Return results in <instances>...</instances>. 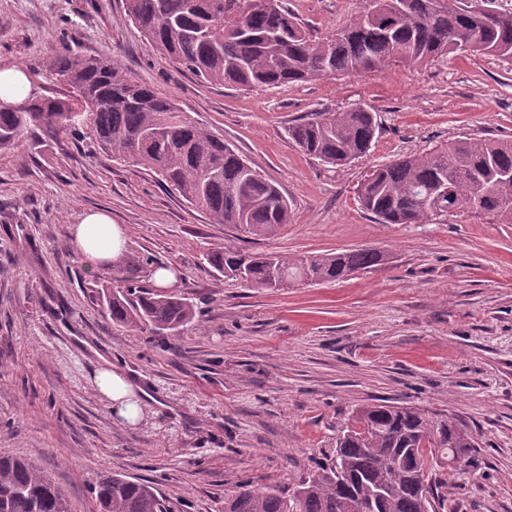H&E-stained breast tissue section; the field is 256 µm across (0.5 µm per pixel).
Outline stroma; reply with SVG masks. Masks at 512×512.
Segmentation results:
<instances>
[{
	"label": "stroma",
	"instance_id": "stroma-1",
	"mask_svg": "<svg viewBox=\"0 0 512 512\" xmlns=\"http://www.w3.org/2000/svg\"><path fill=\"white\" fill-rule=\"evenodd\" d=\"M316 37L368 0H283ZM121 67L224 138L293 205L269 237L213 223L155 174L108 159L88 138L41 137L0 152V454L23 457L99 512L96 478L152 482L168 512H224L238 481L291 488L336 446L358 407L382 401L454 418L474 438L467 472L444 469V512H512V224L437 214L382 224L365 175L461 138L512 139V66L455 52L420 65L244 91L199 81L153 49L124 0H0V69L60 97L47 63L61 44ZM372 108L367 156L323 165L287 128L318 112ZM92 211L125 251L176 267L197 304L180 335L112 324L69 228ZM231 244L290 257L372 247L385 264L345 280L252 288L212 269ZM147 394L115 420L94 386L103 363Z\"/></svg>",
	"mask_w": 512,
	"mask_h": 512
}]
</instances>
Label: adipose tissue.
<instances>
[{"label": "adipose tissue", "mask_w": 512, "mask_h": 512, "mask_svg": "<svg viewBox=\"0 0 512 512\" xmlns=\"http://www.w3.org/2000/svg\"><path fill=\"white\" fill-rule=\"evenodd\" d=\"M70 239L75 249L84 257L89 272L97 273L116 261L124 249V234L102 212L84 215L80 223L72 225ZM94 384L111 402L117 420L136 422L140 406L138 386L121 373L103 369L98 371Z\"/></svg>", "instance_id": "ef3b65f1"}]
</instances>
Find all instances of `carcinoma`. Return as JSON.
I'll use <instances>...</instances> for the list:
<instances>
[{
  "instance_id": "1",
  "label": "carcinoma",
  "mask_w": 512,
  "mask_h": 512,
  "mask_svg": "<svg viewBox=\"0 0 512 512\" xmlns=\"http://www.w3.org/2000/svg\"><path fill=\"white\" fill-rule=\"evenodd\" d=\"M369 0L358 18L326 37L312 36L280 0H125L127 15L155 49L199 80L254 90L377 70L393 62L421 64L449 53L491 55L512 66V4L484 0ZM49 69L64 97L32 92L20 109H0V151L35 131L88 135L99 150L140 165L217 224L270 236L292 223L288 199L224 139L201 127L175 101L121 68L64 44ZM288 138L332 166L364 157L379 134L364 106L321 113L291 124ZM358 201L382 224H417L434 213L493 214L512 224V140L464 139L374 169ZM373 248L289 259L226 246L207 255L217 272L249 287L288 288L345 279L383 264ZM153 259L123 255L112 278L126 286L101 289L112 323L176 336L194 320L196 304L142 281ZM474 438L455 420L412 406L359 408L332 456L291 490L257 488L248 480L224 493V512H437L442 481L426 473L467 466ZM99 512H167L157 490L112 473L91 487ZM0 512H71L51 477L32 462L0 456Z\"/></svg>"
}]
</instances>
